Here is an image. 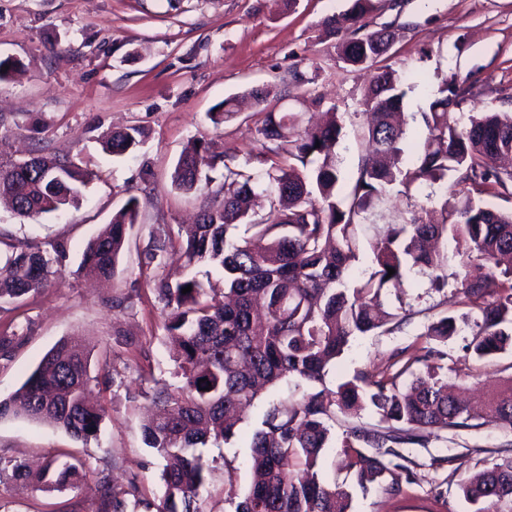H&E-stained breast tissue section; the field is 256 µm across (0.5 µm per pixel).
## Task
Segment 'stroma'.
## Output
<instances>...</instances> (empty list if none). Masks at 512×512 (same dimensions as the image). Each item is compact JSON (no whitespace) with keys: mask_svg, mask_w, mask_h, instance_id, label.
<instances>
[{"mask_svg":"<svg viewBox=\"0 0 512 512\" xmlns=\"http://www.w3.org/2000/svg\"><path fill=\"white\" fill-rule=\"evenodd\" d=\"M348 0H0V59L19 66L0 82V151H33L39 127L50 153L93 169L96 177L79 204L55 214L16 217L0 206V250L23 242L42 251L67 245L47 283L17 300L0 302V333L17 331L23 341L10 361H0V399L13 395L41 358L58 342L77 337L91 350L94 398L107 415L97 438L81 441L63 429L25 419H0V455L39 469L62 455L80 458L91 471L110 474L116 490L135 482L147 498L163 497L164 461L147 448L141 432L148 406L145 392L175 383L167 312L150 282L155 269L141 265L153 225L192 223L202 206L223 201L224 159L245 160L259 151L260 111L294 112L301 125L322 122L336 109L342 124L339 152L346 164L366 150L361 134V99L376 70L392 68L423 81L409 91L403 111L410 134L421 128L423 111L443 80L468 95L453 114L467 121L474 112L512 114V0H373L367 31L390 30L387 52L372 67L339 59L323 21L341 16ZM312 81L294 83L293 71ZM270 85L276 93L263 107L242 104L232 120L214 125L209 115L225 98ZM131 125L144 131L141 144L116 157L102 148L107 131ZM208 145L215 162L210 184L194 190L172 183L181 153ZM139 215L129 232L114 277L89 278L80 262L86 243L130 198ZM467 270L448 264V286L432 288L430 277L413 272L405 288L411 316L400 330L352 340L332 381L385 370L397 351L426 343L427 326L454 315L460 331L439 349L449 383L477 398L512 377V350L482 366L465 351L473 322L454 290ZM129 308H113L116 297ZM296 395L282 381L256 401L228 442L208 444L210 467L201 490L206 512H232L225 497L250 482V439L269 401ZM512 449V430L494 423L443 433L427 446H403L409 471L394 470L383 484L361 491L343 467L340 439L322 459L327 482L345 484L352 512H473L460 482L478 461ZM400 488H393V481ZM92 483L40 490L0 482V512H95Z\"/></svg>","mask_w":512,"mask_h":512,"instance_id":"obj_1","label":"stroma"}]
</instances>
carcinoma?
Listing matches in <instances>:
<instances>
[{
    "mask_svg": "<svg viewBox=\"0 0 512 512\" xmlns=\"http://www.w3.org/2000/svg\"><path fill=\"white\" fill-rule=\"evenodd\" d=\"M371 9L372 0H350L342 20L324 21L346 64L376 60L382 31L362 33V19ZM419 83L420 76L391 68L375 73L362 101L368 152L349 175L348 200L336 193L342 125L300 128L293 112H266L257 128L261 150L242 163H224L223 203L202 208L178 247L168 225L152 229L143 264L165 269L152 286L168 310L166 330L179 339L174 359L179 384L154 389L141 426L145 444L169 461L160 475L165 492L158 505L133 484L120 497L110 476L101 474L94 485L97 512H204L199 491L209 468L197 448L229 441L259 395L286 379L295 380L301 396L272 402L264 411L250 442V485L243 495L226 499L234 512H351V493L321 476V456L338 413L349 418L369 409L385 423L383 431L357 426L343 431V447L351 451L348 468L364 492L394 468L412 482L410 469L393 462L400 457L395 445L438 440L445 431L469 427L471 408L448 391L436 363L442 354L432 348L410 354L394 372L327 382L353 337L390 332L408 316L402 297L407 271L426 269L432 286L444 288L451 259L479 269L455 288L457 303L473 316L471 358L489 361L512 349V211L486 201L512 196V168L498 164L512 153V115L475 112L459 125L452 108L461 104L464 92L445 80L420 113V145L412 164L404 166L400 155L407 129L394 116L407 90ZM142 134L137 126L112 130L102 136L103 146L123 156L140 144ZM270 154L283 161L269 162ZM211 166L207 148L193 145L177 162L174 185L193 189ZM449 175L453 203L443 201L441 222L423 219L418 190ZM89 181L88 171L43 147L24 165L0 157V197L20 218L75 204ZM394 186L409 201L411 216L380 227L383 239L370 268L350 277L362 238L373 228L370 216ZM260 191L269 195L270 211L254 220L251 210ZM138 208V200L129 199L105 231L86 244L81 261L86 273L114 276ZM240 224L253 234L231 237L229 231ZM65 252L62 243L51 254L11 245L0 256V301L42 287ZM203 263L222 272L224 301L211 296L193 273ZM187 286L191 291L182 293ZM391 294L396 307L386 302ZM457 332L456 318L446 315L427 327L426 336L444 342ZM21 342L15 331L1 333L0 360H10ZM415 364L419 374L400 384ZM89 367L85 344L58 343L12 398L0 401V417L47 422L83 441L97 436L105 409L90 400ZM484 411L512 428V379L487 398ZM5 478L58 490L84 481L86 469L81 461L64 460L34 476L25 464L0 456V481ZM460 491L474 512H512V457L483 462L461 481Z\"/></svg>",
    "mask_w": 512,
    "mask_h": 512,
    "instance_id": "obj_1",
    "label": "carcinoma"
}]
</instances>
